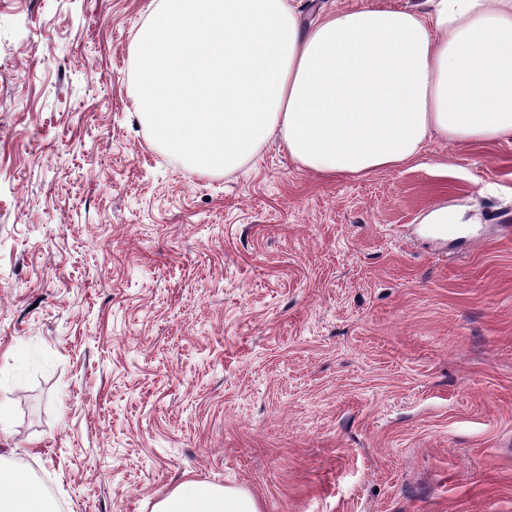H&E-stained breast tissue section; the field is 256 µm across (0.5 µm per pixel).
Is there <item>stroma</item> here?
Returning a JSON list of instances; mask_svg holds the SVG:
<instances>
[{
    "label": "stroma",
    "mask_w": 512,
    "mask_h": 512,
    "mask_svg": "<svg viewBox=\"0 0 512 512\" xmlns=\"http://www.w3.org/2000/svg\"><path fill=\"white\" fill-rule=\"evenodd\" d=\"M157 3L0 0V455L61 512L186 475L261 512H512V142L181 166L136 115Z\"/></svg>",
    "instance_id": "1"
}]
</instances>
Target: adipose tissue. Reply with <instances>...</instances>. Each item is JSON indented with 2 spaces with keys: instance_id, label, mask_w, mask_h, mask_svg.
Listing matches in <instances>:
<instances>
[{
  "instance_id": "1",
  "label": "adipose tissue",
  "mask_w": 512,
  "mask_h": 512,
  "mask_svg": "<svg viewBox=\"0 0 512 512\" xmlns=\"http://www.w3.org/2000/svg\"><path fill=\"white\" fill-rule=\"evenodd\" d=\"M135 53L138 117L183 165L232 171L273 138L307 171L362 177L433 138L512 140V0H396L303 26L289 0H160ZM0 512H55L0 460ZM152 512H260L185 479Z\"/></svg>"
}]
</instances>
